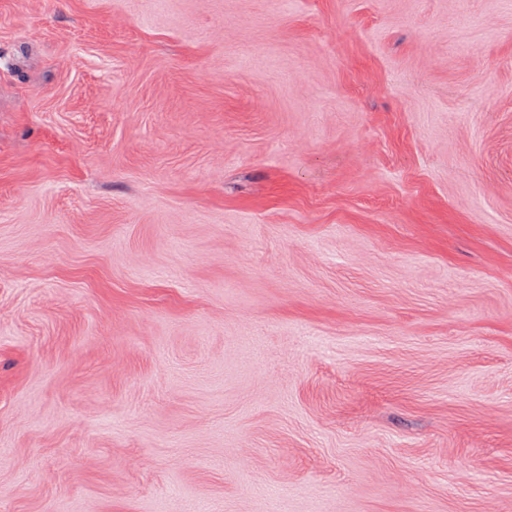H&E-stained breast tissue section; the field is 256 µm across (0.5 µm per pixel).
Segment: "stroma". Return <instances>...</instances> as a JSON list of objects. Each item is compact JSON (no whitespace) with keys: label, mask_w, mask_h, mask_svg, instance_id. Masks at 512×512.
<instances>
[{"label":"stroma","mask_w":512,"mask_h":512,"mask_svg":"<svg viewBox=\"0 0 512 512\" xmlns=\"http://www.w3.org/2000/svg\"><path fill=\"white\" fill-rule=\"evenodd\" d=\"M0 512H512V0H0Z\"/></svg>","instance_id":"35a3bbf8"}]
</instances>
